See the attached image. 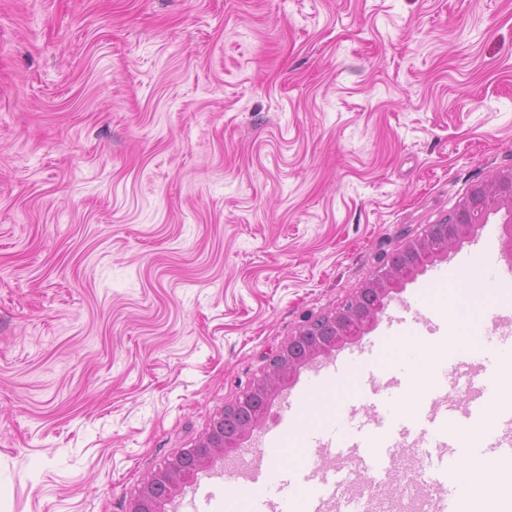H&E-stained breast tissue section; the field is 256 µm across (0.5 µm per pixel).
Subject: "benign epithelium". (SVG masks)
Returning <instances> with one entry per match:
<instances>
[{"mask_svg":"<svg viewBox=\"0 0 512 512\" xmlns=\"http://www.w3.org/2000/svg\"><path fill=\"white\" fill-rule=\"evenodd\" d=\"M494 193L499 198V207L506 208L508 213L505 226V248L512 258V169L497 170L485 182L475 186L470 195L472 199L457 207L454 216L446 224H429L427 229L417 233L404 243L399 253L405 255L408 267L405 275H410L420 267L421 256L430 261L445 258L449 251L460 244L477 224L486 222L487 213L481 209L473 196L483 193ZM396 256H385L375 272L359 287L352 290L351 295L328 317L336 329V338L325 345L311 346L308 359L315 360L319 355L331 349L358 340L367 328L384 309L385 303L403 280L396 272L394 261ZM315 319L305 318L298 326L294 335L288 337L269 360L262 373L253 378L241 391L238 397L224 406L215 415L202 435L188 448L173 454L159 467L144 476L136 494L128 503L127 512H163V501L152 495V487L161 481L169 485L171 496L184 488L198 472L207 468L216 457L224 456V416L237 407L252 399L255 394L262 393L270 399L283 391L286 380L303 365L294 357L300 344L312 333Z\"/></svg>","mask_w":512,"mask_h":512,"instance_id":"obj_1","label":"benign epithelium"}]
</instances>
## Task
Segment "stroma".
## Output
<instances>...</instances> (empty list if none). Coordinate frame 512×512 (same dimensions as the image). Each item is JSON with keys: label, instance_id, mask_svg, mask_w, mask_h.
<instances>
[{"label": "stroma", "instance_id": "1", "mask_svg": "<svg viewBox=\"0 0 512 512\" xmlns=\"http://www.w3.org/2000/svg\"><path fill=\"white\" fill-rule=\"evenodd\" d=\"M511 165L512 0H0V512H126ZM317 318L306 317L302 321L295 334L288 336L280 345L262 373L253 378L234 401L224 406V409L211 419L205 431L190 448H182L141 479L136 494L128 503V512H166V509L162 510L163 501L155 499L152 495V487L156 482L161 481L168 484L171 489L170 498H172L198 472L207 468L215 457L220 456L224 459V437L228 444L235 443L237 433L233 429L247 424L252 414L247 409L239 412L228 423L230 431L226 435L223 433L224 416L252 399L256 393H262L267 399H271L285 389L287 378L289 383L294 374L305 363L298 361L294 357V353H296L300 344L311 335L313 323ZM185 455H192L195 459V468L192 470H186L182 466L181 459Z\"/></svg>", "mask_w": 512, "mask_h": 512}]
</instances>
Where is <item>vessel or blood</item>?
Listing matches in <instances>:
<instances>
[{"label":"vessel or blood","instance_id":"b4317fda","mask_svg":"<svg viewBox=\"0 0 512 512\" xmlns=\"http://www.w3.org/2000/svg\"><path fill=\"white\" fill-rule=\"evenodd\" d=\"M447 278V270L432 269L416 289L413 301L389 316V325L416 328L420 322L416 301ZM384 343L383 336L369 337L356 349L319 367L309 380V387L314 388L355 366L370 372L367 386L355 398L356 404L365 408V415L344 408L334 423L310 433L305 464L271 470L263 461L266 448L274 442L268 430L258 433L251 447L244 449L249 459L245 469H237L232 461L226 463V471L236 472L252 493L249 512H359L364 502L370 503L372 512H385L384 503L376 499L377 489L383 477L404 465L395 449L405 444L410 445L413 458L428 468L427 478L419 483L425 512H458L455 457L459 441L454 433L458 427L477 431L471 447L476 458L512 462V401L498 392L493 372L498 351L512 347V323L503 321L491 327L485 346L469 359V372L455 367L435 369L430 394L411 415L397 418L388 414L387 407L389 401L402 398L408 366L401 363L386 373H372L370 367ZM461 379L468 392L462 402L452 396ZM343 462L367 474V481L347 487L339 469Z\"/></svg>","mask_w":512,"mask_h":512}]
</instances>
